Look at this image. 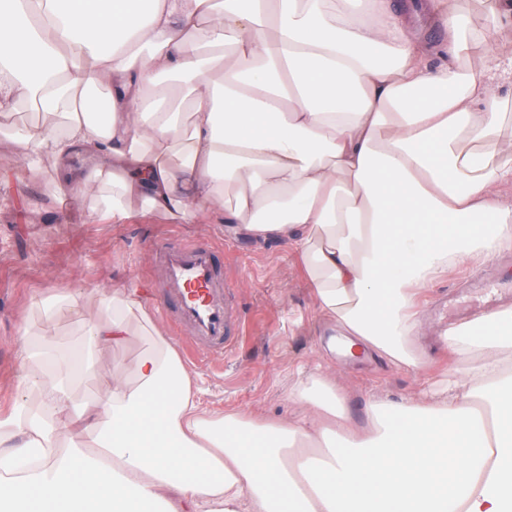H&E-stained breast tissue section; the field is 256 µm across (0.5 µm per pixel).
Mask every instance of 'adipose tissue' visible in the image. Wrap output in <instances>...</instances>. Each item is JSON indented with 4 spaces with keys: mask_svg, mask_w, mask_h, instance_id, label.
Masks as SVG:
<instances>
[{
    "mask_svg": "<svg viewBox=\"0 0 512 512\" xmlns=\"http://www.w3.org/2000/svg\"><path fill=\"white\" fill-rule=\"evenodd\" d=\"M0 0V115L99 219L207 217L288 243L353 356L421 373L418 298L464 258L512 251V55L456 0H428L450 63L388 0ZM83 148L96 162L76 176ZM81 349L55 345L77 297L38 301L21 353L37 405L0 408V512H512V308L448 325L453 366L350 425L326 379L290 389L284 424L214 415L135 293H93ZM141 336L135 370L100 347ZM106 373L93 407L78 373ZM93 438L97 453L63 441Z\"/></svg>",
    "mask_w": 512,
    "mask_h": 512,
    "instance_id": "adipose-tissue-1",
    "label": "adipose tissue"
}]
</instances>
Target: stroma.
I'll return each instance as SVG.
<instances>
[{
  "label": "stroma",
  "mask_w": 512,
  "mask_h": 512,
  "mask_svg": "<svg viewBox=\"0 0 512 512\" xmlns=\"http://www.w3.org/2000/svg\"><path fill=\"white\" fill-rule=\"evenodd\" d=\"M40 120L36 110L19 108L0 130V402L18 394L26 373L18 349L32 300L115 288L145 297L157 285L150 245L166 234L211 242L245 311L234 348L199 359L190 354L185 331L157 324L194 377L204 407L288 423L304 412L289 397L291 387L327 377L344 390L351 423L364 426L371 406L399 404L422 390L423 377L408 370L328 350L337 329L320 319L287 243L252 242L204 218L174 224L150 214L125 224L101 222L79 186L58 185L51 159L32 176L12 137ZM475 274L502 296L512 295V252L459 263L428 285L419 307L423 360L439 357L441 328L460 320L463 307L479 312L481 293L470 282Z\"/></svg>",
  "instance_id": "35a3bbf8"
}]
</instances>
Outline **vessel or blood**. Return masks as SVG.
<instances>
[{
    "label": "vessel or blood",
    "instance_id": "obj_1",
    "mask_svg": "<svg viewBox=\"0 0 512 512\" xmlns=\"http://www.w3.org/2000/svg\"><path fill=\"white\" fill-rule=\"evenodd\" d=\"M153 251L159 316L185 328L200 354L223 352L239 335L244 318L231 293L234 283L218 266L214 247L164 238Z\"/></svg>",
    "mask_w": 512,
    "mask_h": 512
}]
</instances>
